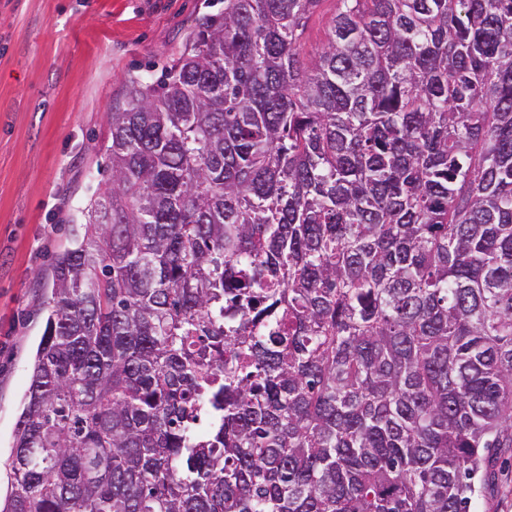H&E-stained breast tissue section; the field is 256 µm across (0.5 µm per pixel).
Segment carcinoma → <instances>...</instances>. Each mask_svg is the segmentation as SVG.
<instances>
[{
    "instance_id": "obj_1",
    "label": "carcinoma",
    "mask_w": 512,
    "mask_h": 512,
    "mask_svg": "<svg viewBox=\"0 0 512 512\" xmlns=\"http://www.w3.org/2000/svg\"><path fill=\"white\" fill-rule=\"evenodd\" d=\"M224 0L112 110L0 512H469L512 448V0ZM337 8L336 0H322L311 14L305 15L297 38L298 52L304 63L315 59L326 42L330 22Z\"/></svg>"
}]
</instances>
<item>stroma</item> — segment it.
<instances>
[{"label": "stroma", "mask_w": 512, "mask_h": 512, "mask_svg": "<svg viewBox=\"0 0 512 512\" xmlns=\"http://www.w3.org/2000/svg\"><path fill=\"white\" fill-rule=\"evenodd\" d=\"M224 0H0V474L44 330L53 255L68 246L98 183L114 102L158 80L198 15ZM337 0L305 15L297 48L315 59ZM471 512H512V449Z\"/></svg>", "instance_id": "35a3bbf8"}]
</instances>
